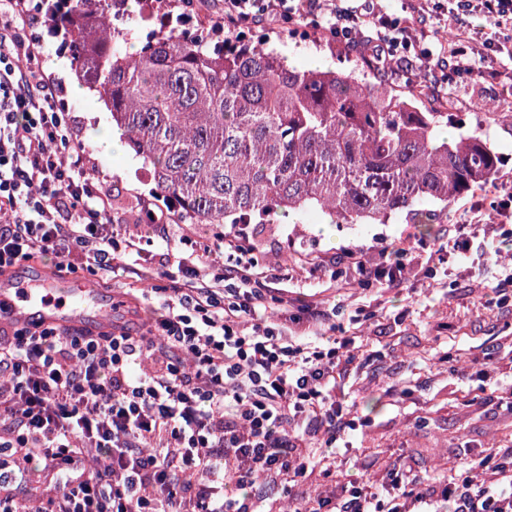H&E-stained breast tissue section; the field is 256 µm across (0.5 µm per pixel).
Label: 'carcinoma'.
<instances>
[{"label":"carcinoma","instance_id":"carcinoma-1","mask_svg":"<svg viewBox=\"0 0 512 512\" xmlns=\"http://www.w3.org/2000/svg\"><path fill=\"white\" fill-rule=\"evenodd\" d=\"M124 0H45L77 80L110 113L156 193L193 224H267L319 211L334 224L433 217L501 166L480 129L440 136L448 113L422 90L356 70H299L274 49L224 51L201 35L153 32L131 54Z\"/></svg>","mask_w":512,"mask_h":512}]
</instances>
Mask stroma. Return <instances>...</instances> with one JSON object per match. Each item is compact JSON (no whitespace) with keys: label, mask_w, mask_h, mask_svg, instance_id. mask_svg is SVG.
Here are the masks:
<instances>
[{"label":"stroma","mask_w":512,"mask_h":512,"mask_svg":"<svg viewBox=\"0 0 512 512\" xmlns=\"http://www.w3.org/2000/svg\"><path fill=\"white\" fill-rule=\"evenodd\" d=\"M44 52L38 66L57 88V103L72 116L73 139L83 146L90 166L112 192L111 220L119 229L137 232L145 223L138 198L153 195L154 183L141 159L129 149L104 152L102 131L110 117L96 98L78 94L65 53L59 52L46 26H38ZM263 44L276 48L300 69L319 65L340 70L356 62L316 31L290 40L282 31L268 32ZM512 41L480 82L458 77L440 93H424L420 106L429 112L474 116L480 103L512 102ZM498 199L476 192L456 198L448 210L427 224L399 218L390 224H329L317 211L279 216L262 224L256 235L259 257L268 276L285 289L293 305L311 300L336 310V333L360 339L357 362L340 365L336 386L354 429L341 433L333 449L316 450L320 463L296 485L257 483L273 512L309 503L326 488L347 482L375 481L402 465L423 484L447 480L462 462L475 460L496 443L512 445V415L499 397L512 392V302L498 305L495 286L505 266L485 262L489 252L512 254V222L496 216ZM479 214L486 225L471 242L466 260L422 262L436 239L455 224ZM220 224H188L178 210L168 213L166 227L150 232L137 269L111 280L78 269L73 278L104 291L147 292L170 287L160 266L163 240L213 237ZM406 249L407 272L395 285L362 289L356 282H331L321 267L324 256L358 252L377 260L386 250Z\"/></svg>","instance_id":"obj_1"}]
</instances>
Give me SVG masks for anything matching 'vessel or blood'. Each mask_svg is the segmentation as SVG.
Returning <instances> with one entry per match:
<instances>
[{"mask_svg":"<svg viewBox=\"0 0 512 512\" xmlns=\"http://www.w3.org/2000/svg\"><path fill=\"white\" fill-rule=\"evenodd\" d=\"M10 277V272L0 273V329L22 320L51 324L65 333L108 332L127 307L126 296L59 279L49 268L30 283H14Z\"/></svg>","mask_w":512,"mask_h":512,"instance_id":"vessel-or-blood-1","label":"vessel or blood"}]
</instances>
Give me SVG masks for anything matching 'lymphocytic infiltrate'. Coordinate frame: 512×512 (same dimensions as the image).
I'll list each match as a JSON object with an SVG mask.
<instances>
[{
  "mask_svg": "<svg viewBox=\"0 0 512 512\" xmlns=\"http://www.w3.org/2000/svg\"><path fill=\"white\" fill-rule=\"evenodd\" d=\"M401 17L383 0H224V45L247 29L311 25L326 41L394 77L433 61L424 86L444 76L482 78L512 34V0H411ZM480 15L441 54L427 45L429 19ZM36 13L0 0V270L53 254L61 266L111 276L142 252V236L115 232L112 194L73 142L54 84L29 63L41 53ZM256 227L232 224L216 239L168 248L175 289L144 295L147 332L68 335L39 323L0 332V512H18L15 485L40 462L54 481L38 512H264L258 479L300 482L312 432L324 447L347 427L336 370L354 361V338L332 336L326 310L302 313L273 298L254 252ZM224 254L220 273L203 264ZM360 286L399 281L406 266L383 253L354 256ZM490 471L478 480L474 470ZM327 494L316 512H512V448L459 469L456 481L424 489L404 466L379 482Z\"/></svg>",
  "mask_w": 512,
  "mask_h": 512,
  "instance_id": "1",
  "label": "lymphocytic infiltrate"
}]
</instances>
